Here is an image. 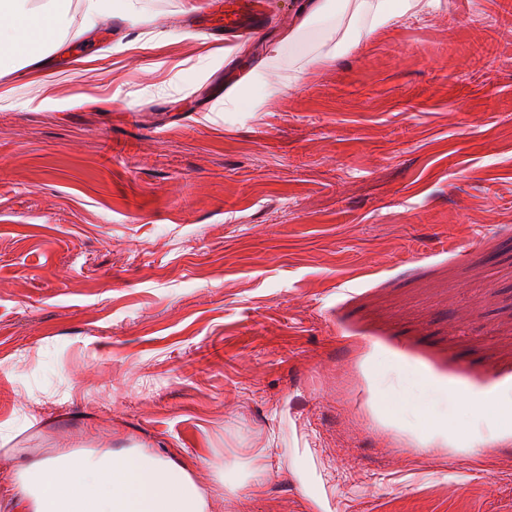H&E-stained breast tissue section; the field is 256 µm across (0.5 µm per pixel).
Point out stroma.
<instances>
[{"label": "stroma", "instance_id": "35a3bbf8", "mask_svg": "<svg viewBox=\"0 0 512 512\" xmlns=\"http://www.w3.org/2000/svg\"><path fill=\"white\" fill-rule=\"evenodd\" d=\"M156 2L0 71V437L205 486L262 450L210 512H512V442L474 434L512 426V0L300 69L299 0L228 55ZM255 67L277 92L225 109ZM438 419L466 453L415 447Z\"/></svg>", "mask_w": 512, "mask_h": 512}]
</instances>
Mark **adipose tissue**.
<instances>
[{
    "label": "adipose tissue",
    "instance_id": "obj_1",
    "mask_svg": "<svg viewBox=\"0 0 512 512\" xmlns=\"http://www.w3.org/2000/svg\"><path fill=\"white\" fill-rule=\"evenodd\" d=\"M421 0H303L297 30L284 47L290 58L324 65L375 29L417 14ZM66 0H0V60L35 55L46 39L62 44ZM262 453L214 463L213 483L200 486L174 458L138 448L71 451L18 465L10 494L15 512H208L213 493L261 482Z\"/></svg>",
    "mask_w": 512,
    "mask_h": 512
}]
</instances>
